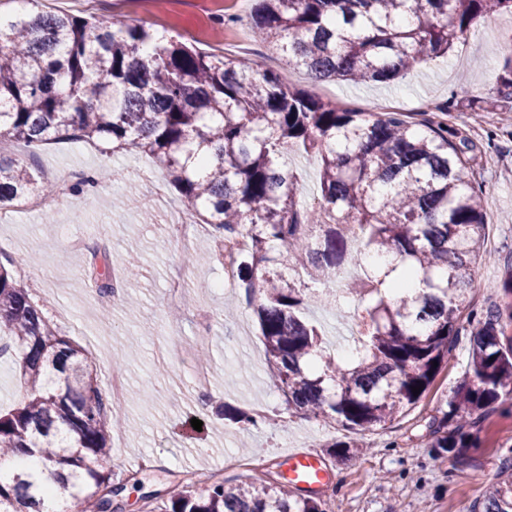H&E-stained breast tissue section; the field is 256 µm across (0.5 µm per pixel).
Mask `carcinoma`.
I'll list each match as a JSON object with an SVG mask.
<instances>
[{"mask_svg": "<svg viewBox=\"0 0 512 512\" xmlns=\"http://www.w3.org/2000/svg\"><path fill=\"white\" fill-rule=\"evenodd\" d=\"M512 13V0H257L255 35L316 80L389 82L451 51L476 23ZM35 156L52 140L104 142L149 155L191 203L213 240L246 232L238 275L254 303L269 376L288 405L376 430L415 406L469 330L465 377L428 447L461 458L478 447L481 417L512 397V272L502 303L474 319L471 265L483 252L482 189L467 179L448 127H415L399 112H364L285 87L245 58L204 53L111 17L37 11L0 15V137ZM292 148L320 160V195L298 199ZM222 164L211 167L207 152ZM52 199L38 171L0 154V209ZM385 263L367 262L372 255ZM112 291L108 257L92 264ZM418 284L410 292L406 285ZM341 310L357 303L355 355L326 352L304 316L306 296ZM0 347L23 397L0 410V456L37 450L40 468L0 473V512H41V474L82 512H117L124 485L102 462L114 415L89 353L45 319L0 263ZM438 366H433V363ZM420 387L415 395L412 388ZM342 459L353 439L330 444ZM149 512H324L288 486L215 483L145 495ZM470 512H512V465Z\"/></svg>", "mask_w": 512, "mask_h": 512, "instance_id": "carcinoma-1", "label": "carcinoma"}]
</instances>
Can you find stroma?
<instances>
[{
    "instance_id": "obj_1",
    "label": "stroma",
    "mask_w": 512,
    "mask_h": 512,
    "mask_svg": "<svg viewBox=\"0 0 512 512\" xmlns=\"http://www.w3.org/2000/svg\"><path fill=\"white\" fill-rule=\"evenodd\" d=\"M255 0H40L39 10L79 17L111 16L172 36L196 49L246 58L258 70L277 72L283 84L331 101L385 112H403L448 124L472 143L466 172L483 190L487 257L471 268L470 308L480 314L499 301V285L512 271V98L497 91V77L512 44V15L495 14L462 38L448 58L421 63L390 83L314 82L305 71L284 67L276 45L255 38L250 16ZM5 155L34 165L64 183L51 208L18 209L0 222V259L27 288L43 316L94 357L103 394L122 376L121 421L110 432L107 462L125 483L122 512H138L142 493L187 485L188 472L230 484L280 480L278 458L292 448L320 453L331 482L315 491L326 512H470L504 461H512V399L486 413L480 445L459 468L448 455L424 446L426 427L463 376L470 337L458 336L453 356L421 401L392 424L360 434V452L337 461L332 441L346 430L322 416L296 413L266 373L257 318L241 283L222 286L217 259L188 263L189 247L168 234L166 209L151 208L145 172L152 159L134 151L112 154L83 142L46 145L38 157L9 141ZM106 251L112 268L124 270L129 251L139 256L137 276L118 294L91 289L86 274L93 255ZM185 282L178 303L169 300L170 278ZM211 335L205 353L194 350L202 324ZM207 360L212 399L249 413L255 422L219 419L201 407L196 366ZM202 422L194 430L192 419ZM253 448L244 466L224 459Z\"/></svg>"
}]
</instances>
